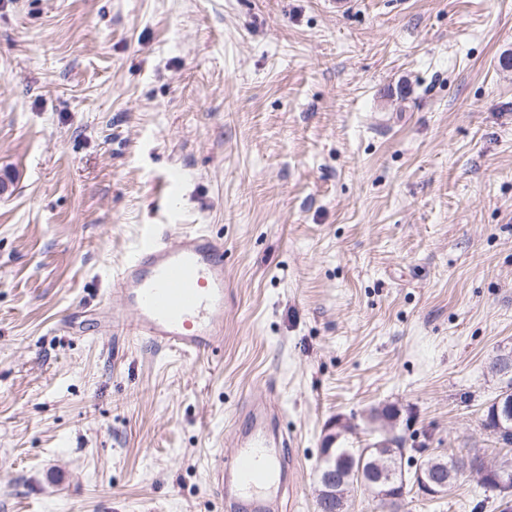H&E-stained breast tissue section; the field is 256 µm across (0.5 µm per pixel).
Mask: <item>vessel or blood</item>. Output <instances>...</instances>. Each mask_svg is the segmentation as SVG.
Masks as SVG:
<instances>
[{"instance_id":"1","label":"vessel or blood","mask_w":512,"mask_h":512,"mask_svg":"<svg viewBox=\"0 0 512 512\" xmlns=\"http://www.w3.org/2000/svg\"><path fill=\"white\" fill-rule=\"evenodd\" d=\"M224 241L202 229L177 240L149 233L112 278V323H130L136 340L192 357L224 345ZM273 400H248L235 410L225 437L215 489L229 512H281L296 495L294 459Z\"/></svg>"}]
</instances>
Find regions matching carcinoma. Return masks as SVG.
I'll use <instances>...</instances> for the list:
<instances>
[{"label": "carcinoma", "instance_id": "1", "mask_svg": "<svg viewBox=\"0 0 512 512\" xmlns=\"http://www.w3.org/2000/svg\"><path fill=\"white\" fill-rule=\"evenodd\" d=\"M482 426L495 435L501 446L496 465L512 473V419L508 420L492 403L487 407ZM347 428L341 426L331 434L330 455L320 469L317 495V512H348L349 498H341L336 492L351 491L369 481L377 488L388 480H402V473L416 471V464L425 463L443 474L448 485H453L466 469L460 460L452 456L423 455L424 449H414V454L406 457L403 449L377 447L372 443L355 450L348 447L345 437Z\"/></svg>", "mask_w": 512, "mask_h": 512}]
</instances>
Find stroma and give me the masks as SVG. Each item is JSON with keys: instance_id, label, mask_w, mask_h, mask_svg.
Listing matches in <instances>:
<instances>
[{"instance_id": "1", "label": "stroma", "mask_w": 512, "mask_h": 512, "mask_svg": "<svg viewBox=\"0 0 512 512\" xmlns=\"http://www.w3.org/2000/svg\"><path fill=\"white\" fill-rule=\"evenodd\" d=\"M512 0H0V512H225L275 382L299 512L326 427L493 455L512 352ZM157 227L224 241V346L112 333ZM504 512L464 474L398 512Z\"/></svg>"}]
</instances>
